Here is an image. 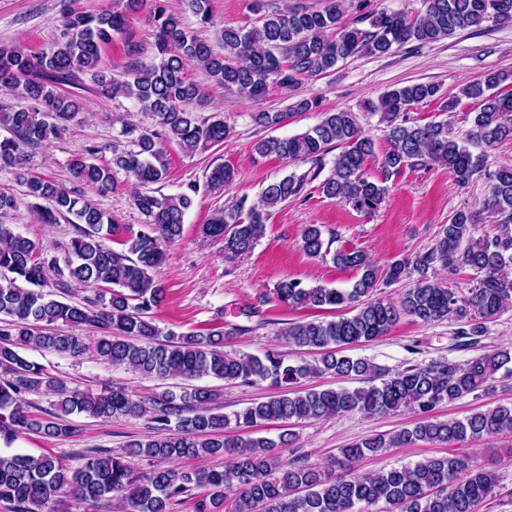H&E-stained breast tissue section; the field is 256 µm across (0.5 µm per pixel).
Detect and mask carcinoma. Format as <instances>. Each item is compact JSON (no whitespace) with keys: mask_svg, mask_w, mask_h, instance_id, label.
Segmentation results:
<instances>
[{"mask_svg":"<svg viewBox=\"0 0 512 512\" xmlns=\"http://www.w3.org/2000/svg\"><path fill=\"white\" fill-rule=\"evenodd\" d=\"M209 4L210 0H186L202 24L212 22ZM422 4V11L412 19L371 11L367 29L344 20V0H327L321 10L287 7L263 15L249 28L220 30L224 52L218 53L190 33L182 14L170 10L166 0H118L117 8L97 14L65 9L62 38L38 53L18 45L0 46V91L27 102L23 108L0 110V126L9 132L0 139V167L15 170L25 195L35 199L32 207L40 223L54 224L71 216L76 225V237L61 265L54 257H44L41 243L0 224V441L9 447L22 434L70 437L76 428L66 416L75 412L103 419L144 417L152 430L145 439L128 441L122 454L90 451L76 468L58 455L0 452V501L12 505L14 512H54V504L67 497L92 502L116 498L125 512H173L200 489L204 495L194 505L196 512H480L497 495L498 474L459 447L512 434V405H496L463 418L439 419L431 411L445 402L489 391L502 370L512 376L511 346L463 363L440 358L393 372L364 358L343 355L341 348L386 335L403 315L425 324L454 321L462 326L458 337L470 348L486 335V323L512 301V165L490 170L486 156L475 157L468 148L470 144L491 147L512 138V93L499 90L512 75L489 72L462 87L461 97L479 103L470 129L462 136L446 121L408 124L405 112L410 106L437 97L439 87L434 83L387 90L368 103L386 125L391 143L382 157V170L390 174L415 162L437 165L461 184L485 172L482 211L499 218L498 233L474 237L477 215L459 211L444 225L434 247L383 269L356 248L330 250L321 226L305 225L301 234L305 253L329 255L336 265L358 272L348 289L307 287L290 278L274 289L276 300L291 309L335 312L331 320L287 322L279 331L289 345L318 351L317 358L292 362L275 350L261 356L227 352L224 342L234 331L222 325L205 334L171 332L161 340L149 319V312L166 297L156 272L167 247L181 240L184 215L197 192L190 186L166 195L153 188L166 174V144L174 142L192 154L221 145L230 135L223 119L201 120L193 111L201 93L187 79V69L197 66L235 95L258 99L272 85L291 89L358 54L383 56L410 41L437 42L490 18L512 21V0H422ZM143 10L154 28L156 55L144 63L138 47L127 45L125 78H115L100 69L102 52L114 35L125 32L129 17ZM84 72L94 75L101 93L134 100L154 121L151 129L122 123L120 135L131 138L133 148L112 146V165L94 162L99 151L95 145L71 164L74 178L98 194L114 188L116 169L138 187L133 201L145 224L122 242L123 252L105 244V235L112 234V216L83 192L26 170L28 152L80 114L77 96L62 92L61 86ZM288 116L256 112L252 120L262 129H272ZM334 149L339 153L319 190L357 211L376 212L389 188L386 180L374 182L367 176L375 143L356 113L336 109L323 113L319 123L301 134L256 141L253 150L261 156L305 160L313 168L269 183L256 201L239 197L232 207L217 210L202 233L224 241L227 255L250 253L263 237L271 211L300 196L320 176L324 157ZM232 181L231 169L219 164L206 176V187L220 191ZM41 200L46 205L39 204ZM438 267L450 272L469 268L477 274L476 285L458 294L429 275ZM413 275V287L397 300L380 296L379 284ZM51 278L64 291L101 284L109 285V291L65 303L41 290ZM59 323L92 326L97 334L88 338L43 332ZM25 348L74 357L92 354L157 380L213 378L252 386L268 381L283 392L252 402L231 417L214 412L216 394L206 388L178 395L165 391L148 401L135 399L124 389L81 392L26 358ZM324 374L363 386L296 390L304 380ZM32 392L55 397L54 410L31 415L25 395ZM403 410L421 416L391 435L376 434L340 449L324 465L284 463L276 452L294 443L296 434L290 427L304 421L355 411L374 416ZM232 424L237 428L276 424L282 432L275 439L224 437V429ZM419 441L446 444L454 451L374 473L357 469L365 456ZM216 455L224 456L221 470L174 465L136 472L128 461L144 457L176 462Z\"/></svg>","mask_w":512,"mask_h":512,"instance_id":"carcinoma-1","label":"carcinoma"}]
</instances>
